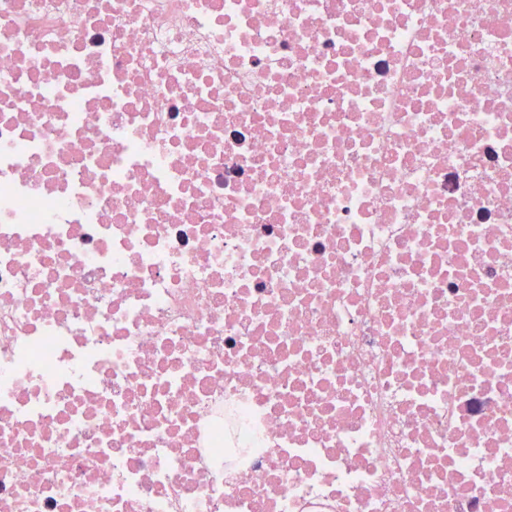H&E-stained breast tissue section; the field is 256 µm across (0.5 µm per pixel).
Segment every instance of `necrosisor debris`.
Returning a JSON list of instances; mask_svg holds the SVG:
<instances>
[{"label": "necrosis or debris", "instance_id": "obj_1", "mask_svg": "<svg viewBox=\"0 0 512 512\" xmlns=\"http://www.w3.org/2000/svg\"><path fill=\"white\" fill-rule=\"evenodd\" d=\"M0 512H512V0H0Z\"/></svg>", "mask_w": 512, "mask_h": 512}]
</instances>
